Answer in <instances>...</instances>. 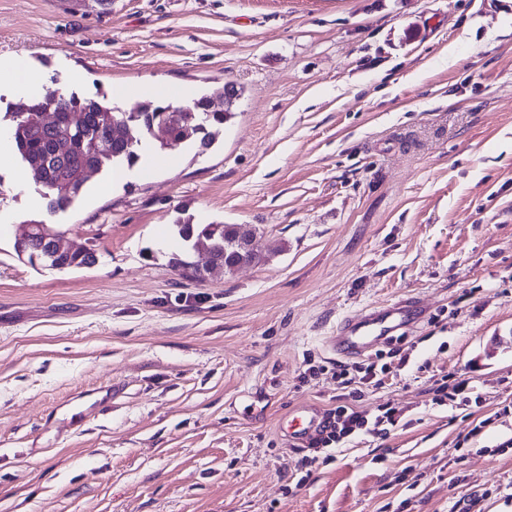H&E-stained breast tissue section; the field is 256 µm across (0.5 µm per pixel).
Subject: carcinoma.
Instances as JSON below:
<instances>
[{
  "mask_svg": "<svg viewBox=\"0 0 512 512\" xmlns=\"http://www.w3.org/2000/svg\"><path fill=\"white\" fill-rule=\"evenodd\" d=\"M170 103L142 102L131 112H120L105 95L84 97L58 89L39 98L22 100L15 110L0 116V123L12 130L21 160L37 167L44 175L46 214L30 219V224H44L58 237L53 218L71 208L82 195L86 172L131 167L140 159L142 142L148 138L157 148L167 149L169 141L158 137L163 129L176 140L198 149H210L234 113L213 108V99L203 95L185 104L181 122L172 119ZM66 144L63 152L57 145ZM176 235L189 247L204 243L222 245L231 250L240 235L239 224H194L179 218Z\"/></svg>",
  "mask_w": 512,
  "mask_h": 512,
  "instance_id": "carcinoma-1",
  "label": "carcinoma"
}]
</instances>
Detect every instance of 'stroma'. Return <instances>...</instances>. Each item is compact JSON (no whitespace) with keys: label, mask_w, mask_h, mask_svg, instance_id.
<instances>
[{"label":"stroma","mask_w":512,"mask_h":512,"mask_svg":"<svg viewBox=\"0 0 512 512\" xmlns=\"http://www.w3.org/2000/svg\"><path fill=\"white\" fill-rule=\"evenodd\" d=\"M137 106L243 90L206 153L89 177L54 222L90 268L19 259L44 189L0 160V512H512V0H0V62ZM123 97H116V90ZM249 224L265 260L206 282L177 218ZM413 298L355 407L392 403L310 469L289 415L345 388L323 343ZM465 382L468 405H441ZM108 384L111 410L61 404Z\"/></svg>","instance_id":"35a3bbf8"}]
</instances>
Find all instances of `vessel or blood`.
<instances>
[{
    "label": "vessel or blood",
    "mask_w": 512,
    "mask_h": 512,
    "mask_svg": "<svg viewBox=\"0 0 512 512\" xmlns=\"http://www.w3.org/2000/svg\"><path fill=\"white\" fill-rule=\"evenodd\" d=\"M424 307L418 301H402L383 305L375 310L345 319L330 337L332 350L341 355L360 356L390 334L413 326L423 317ZM297 429L290 438L296 444L309 443L322 428L323 420L317 409H303L295 419Z\"/></svg>",
    "instance_id": "vessel-or-blood-1"
}]
</instances>
